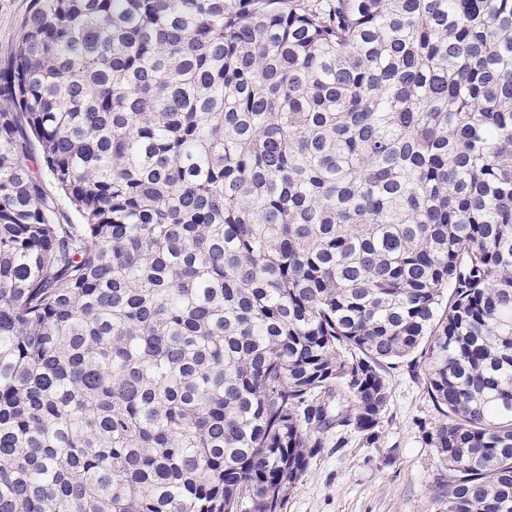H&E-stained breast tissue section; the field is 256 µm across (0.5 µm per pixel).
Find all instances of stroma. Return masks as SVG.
Segmentation results:
<instances>
[{
	"label": "stroma",
	"instance_id": "obj_1",
	"mask_svg": "<svg viewBox=\"0 0 512 512\" xmlns=\"http://www.w3.org/2000/svg\"><path fill=\"white\" fill-rule=\"evenodd\" d=\"M384 374L390 401L379 442L348 428L328 435L282 512H444L430 492L443 466L422 439L439 419L423 371L401 359Z\"/></svg>",
	"mask_w": 512,
	"mask_h": 512
}]
</instances>
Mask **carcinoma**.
Instances as JSON below:
<instances>
[{"label": "carcinoma", "mask_w": 512, "mask_h": 512, "mask_svg": "<svg viewBox=\"0 0 512 512\" xmlns=\"http://www.w3.org/2000/svg\"><path fill=\"white\" fill-rule=\"evenodd\" d=\"M0 75V512H281L413 357L512 512V0H31ZM80 217L31 170L34 147Z\"/></svg>", "instance_id": "1"}]
</instances>
